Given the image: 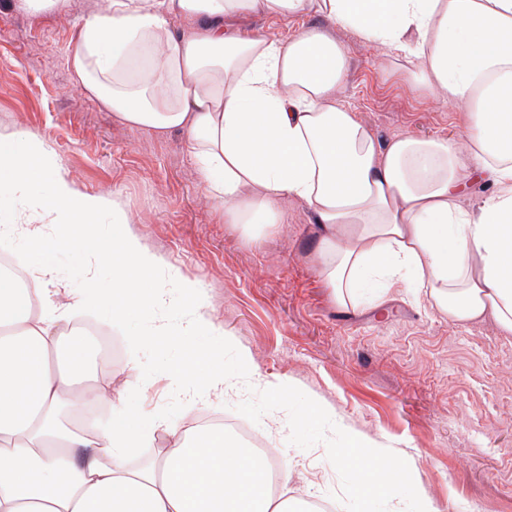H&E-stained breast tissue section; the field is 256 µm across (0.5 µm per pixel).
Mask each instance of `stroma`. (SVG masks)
Instances as JSON below:
<instances>
[{
    "label": "stroma",
    "instance_id": "stroma-1",
    "mask_svg": "<svg viewBox=\"0 0 512 512\" xmlns=\"http://www.w3.org/2000/svg\"><path fill=\"white\" fill-rule=\"evenodd\" d=\"M100 5L65 0L34 14L25 0H0V132L42 140L78 192L116 198L162 261L156 279L172 272L201 285V296L174 294L160 315L176 327L205 303L213 329L197 342L221 349L224 375L234 374L239 349L252 357L236 392L192 407L155 364L128 365L126 338L147 326L131 318L109 332L112 360L98 372L128 417L159 411L178 427L205 413L243 421L266 442L268 461H290L280 493L334 512H418L424 500L435 512H512V335L490 319L454 323L400 283L380 307L340 310L317 274L321 230L305 203H284L260 237L225 223L185 134L128 125L75 85L68 58ZM319 23L260 14L238 28L285 37ZM331 34L349 63L337 95L378 142L410 134L464 144L459 106L388 63L385 47L341 28ZM86 255L79 242L53 251L47 287L71 302L95 284L100 300L79 318L91 327L112 302L115 273L111 260L91 267ZM355 435L380 461L372 482L384 481L389 462L409 476L398 503L359 493V467L331 462L329 449Z\"/></svg>",
    "mask_w": 512,
    "mask_h": 512
}]
</instances>
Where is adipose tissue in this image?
<instances>
[{
  "mask_svg": "<svg viewBox=\"0 0 512 512\" xmlns=\"http://www.w3.org/2000/svg\"><path fill=\"white\" fill-rule=\"evenodd\" d=\"M318 15L386 47L420 85L460 104L466 145L403 136L378 143L339 101L346 56L316 27L285 39L246 36L225 18L256 11ZM189 20L175 34L171 17ZM74 81L123 122L185 133L224 221L260 235L286 201L305 202L321 228L319 276L341 308L397 282L459 324L494 318L512 333V0H103L86 17L69 55ZM494 188L478 211L463 207L468 185ZM0 209L42 213L56 243L92 244L96 219L112 216L119 298L107 310L124 326L128 302L165 304L169 288L146 281L159 257L126 230L118 203L77 192L52 150L34 136L0 134ZM94 248L91 258H98ZM73 305L57 303L23 266H0V512H289L256 449L223 429L169 427L164 415L134 428L121 399L96 378V337L77 330ZM211 323L198 305L182 326L154 324L128 339L130 366L160 353L171 388L206 401L229 381L218 351L194 347ZM177 361L164 359L169 347ZM162 458L128 468L134 449ZM168 436L165 433H160L155 442L154 448H137L128 458V465L137 467L147 459L159 458L168 448Z\"/></svg>",
  "mask_w": 512,
  "mask_h": 512,
  "instance_id": "adipose-tissue-1",
  "label": "adipose tissue"
}]
</instances>
